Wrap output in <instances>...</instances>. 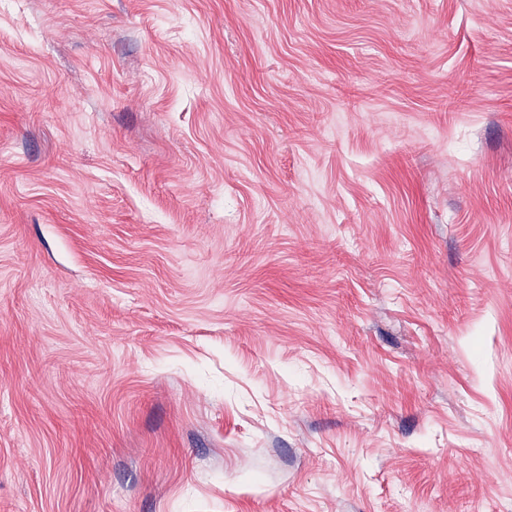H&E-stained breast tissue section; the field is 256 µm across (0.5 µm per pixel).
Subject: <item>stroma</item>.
<instances>
[{"instance_id": "35a3bbf8", "label": "stroma", "mask_w": 512, "mask_h": 512, "mask_svg": "<svg viewBox=\"0 0 512 512\" xmlns=\"http://www.w3.org/2000/svg\"><path fill=\"white\" fill-rule=\"evenodd\" d=\"M0 512H512V0L0 9Z\"/></svg>"}]
</instances>
